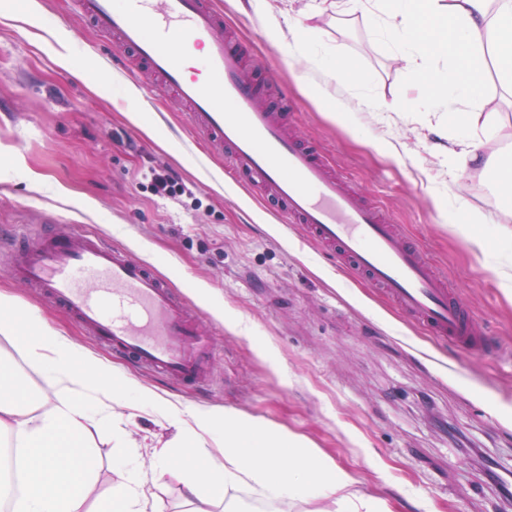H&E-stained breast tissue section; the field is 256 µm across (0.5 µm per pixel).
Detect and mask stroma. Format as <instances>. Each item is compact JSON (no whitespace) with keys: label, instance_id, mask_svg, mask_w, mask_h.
Instances as JSON below:
<instances>
[{"label":"stroma","instance_id":"obj_1","mask_svg":"<svg viewBox=\"0 0 512 512\" xmlns=\"http://www.w3.org/2000/svg\"><path fill=\"white\" fill-rule=\"evenodd\" d=\"M217 2L250 42L253 66H278L297 106L292 132L422 244L497 351L467 352L431 337L298 226L265 212L256 193L229 180L215 187L225 151L201 152L167 100L136 92L113 67L112 46L71 0H0V235L35 232L48 215L98 226L195 300L216 350L203 391L124 366L161 399L303 436L394 512H512V299L499 279L512 274V205L488 172L449 171L446 155L460 127L447 108L425 106L420 78L395 57L376 16L357 4L339 14L324 0H265L261 9L254 0ZM274 22L311 31L307 57L286 60L267 34ZM61 53L69 67L58 64ZM336 54L355 61L367 83H337L319 66ZM306 82L354 108L364 139L329 120L303 92ZM483 91L478 139L490 152L512 147V95L495 61ZM130 108L139 109L142 126L129 122ZM379 138L395 154L381 155ZM165 167L183 178V195L154 191L150 171ZM441 194L491 216L474 227L485 249L451 229L436 202ZM8 263L0 249V290L43 309L54 329L111 360L77 322L44 309L7 273ZM0 360L16 369L30 402L55 399L45 367L29 363L3 332ZM112 413L134 415L137 427L120 448L107 428L91 426L95 467L84 493L92 510L107 506L126 478L123 459L149 468L152 446L173 436L151 410L116 404ZM145 491L160 498L163 512L189 508L180 470L155 473Z\"/></svg>","mask_w":512,"mask_h":512}]
</instances>
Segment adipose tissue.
<instances>
[{
    "mask_svg": "<svg viewBox=\"0 0 512 512\" xmlns=\"http://www.w3.org/2000/svg\"><path fill=\"white\" fill-rule=\"evenodd\" d=\"M390 21L383 33L398 57L429 60L447 51L443 73L423 72L429 107H471L483 98L481 74L487 56L500 63L504 82L512 84V0H379ZM448 165L489 170L503 196L512 195V152H483L471 135L459 137L448 151ZM0 330L13 334L32 363L48 365L60 391L50 406L31 409L14 369L0 364V429H8L16 447L30 459L34 485L15 502L13 512H90L79 488L93 472L86 435L91 423L111 424L115 394H134L165 420L172 440L153 447L156 470H183L191 512H210L224 500L225 512H238L228 493L248 487L277 512L297 501L329 502L331 512H391L385 499L362 492L349 471L308 448L298 436L269 425L178 408L161 400L111 363L90 355L51 328L41 312L0 292ZM220 446L222 460L205 452L206 442Z\"/></svg>",
    "mask_w": 512,
    "mask_h": 512,
    "instance_id": "1",
    "label": "adipose tissue"
}]
</instances>
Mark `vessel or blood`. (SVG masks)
I'll list each match as a JSON object with an SVG mask.
<instances>
[{"label":"vessel or blood","mask_w":512,"mask_h":512,"mask_svg":"<svg viewBox=\"0 0 512 512\" xmlns=\"http://www.w3.org/2000/svg\"><path fill=\"white\" fill-rule=\"evenodd\" d=\"M111 39L145 94L185 112L193 143L226 150L229 176L411 321L459 348L487 339L471 310L389 215L288 131L293 104L273 66L248 68L247 43L224 29L215 0H74ZM10 273L67 310L113 354L189 388L207 381L213 343L194 302L131 250L95 229L59 223L9 241Z\"/></svg>","instance_id":"b4317fda"}]
</instances>
